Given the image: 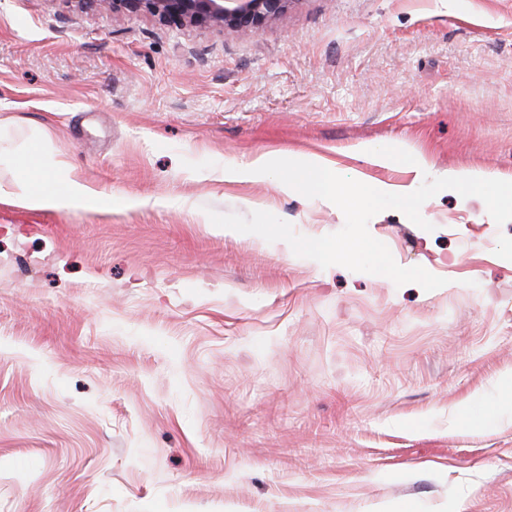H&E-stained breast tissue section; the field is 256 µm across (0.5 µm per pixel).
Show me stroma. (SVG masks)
<instances>
[{
    "label": "stroma",
    "mask_w": 512,
    "mask_h": 512,
    "mask_svg": "<svg viewBox=\"0 0 512 512\" xmlns=\"http://www.w3.org/2000/svg\"><path fill=\"white\" fill-rule=\"evenodd\" d=\"M0 153L105 199L28 208L0 164V512H512V220L448 190L431 230L373 216L428 292L208 217L340 231L224 176L271 155L512 178V0H292L257 32L0 0Z\"/></svg>",
    "instance_id": "35a3bbf8"
}]
</instances>
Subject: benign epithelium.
<instances>
[{"label":"benign epithelium","instance_id":"benign-epithelium-1","mask_svg":"<svg viewBox=\"0 0 512 512\" xmlns=\"http://www.w3.org/2000/svg\"><path fill=\"white\" fill-rule=\"evenodd\" d=\"M83 10L150 14L163 21L258 31L287 12L291 0H72Z\"/></svg>","mask_w":512,"mask_h":512}]
</instances>
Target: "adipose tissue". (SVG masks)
Listing matches in <instances>:
<instances>
[{
	"label": "adipose tissue",
	"mask_w": 512,
	"mask_h": 512,
	"mask_svg": "<svg viewBox=\"0 0 512 512\" xmlns=\"http://www.w3.org/2000/svg\"><path fill=\"white\" fill-rule=\"evenodd\" d=\"M15 169L10 194L32 208H70L95 195L93 188L74 177L66 164L49 175L40 167H30L21 162L16 163Z\"/></svg>",
	"instance_id": "1"
}]
</instances>
